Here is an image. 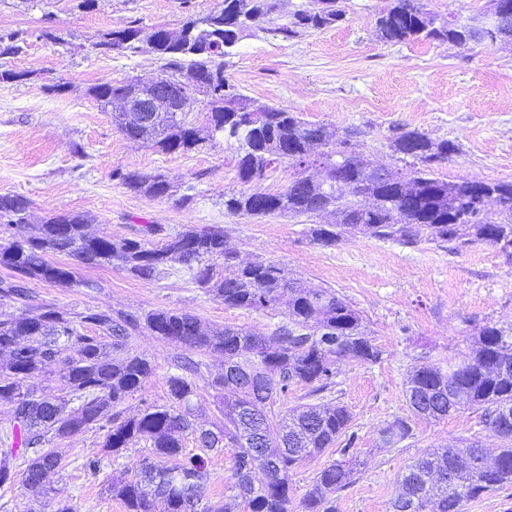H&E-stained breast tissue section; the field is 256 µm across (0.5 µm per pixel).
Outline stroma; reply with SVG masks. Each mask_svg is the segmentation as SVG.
<instances>
[{
    "label": "stroma",
    "instance_id": "stroma-1",
    "mask_svg": "<svg viewBox=\"0 0 512 512\" xmlns=\"http://www.w3.org/2000/svg\"><path fill=\"white\" fill-rule=\"evenodd\" d=\"M220 0H0V32L27 31L21 53L0 59L21 80L0 82V195L19 194L33 203L32 222L52 213L92 215L93 231L115 238L139 237L143 225L223 228L228 247L241 259L263 258L285 267L309 286L335 289L360 310L371 342L382 352L371 364L338 365L333 401L347 407L353 448L360 467L340 493L336 512H390L399 481L427 449L455 446L481 434L489 450L500 442L481 431L478 415L460 410L440 420L414 415L404 396L408 371L417 361L463 360L480 326H512V262L494 247L475 243L460 250L447 244L407 247L356 236L331 247L309 241L301 220L283 215L231 217L224 195L245 187L238 174L236 147L165 153L126 139L101 112L92 87L132 76L158 74L151 53L101 54L93 44L102 33L131 25L179 28L187 14L204 16ZM391 0H343L345 17L327 29L283 40L251 30L224 59L227 77L251 100L296 113L306 121L364 134L354 150L388 167L400 160L388 144L393 125L404 124L434 141H448L457 153L437 169L448 181L512 180V43L475 44L462 49L437 40L385 43L377 19ZM437 23L455 17L481 26L489 0H428ZM52 29L57 42L42 38ZM62 91H53L55 83ZM116 168L164 174L176 196L154 198L113 180ZM191 190L182 204L178 193ZM94 289L61 288L35 281L37 299L80 312L85 309H179L209 327L242 326L265 333L285 322L287 311L225 307L184 274L144 281L108 267L83 270ZM155 371L125 407L134 413L143 401L166 403L173 345L144 331L131 340ZM408 421L410 439L389 446L380 431L395 419ZM338 448L303 461L291 476L292 512L317 474L339 460ZM76 512H125L107 495L102 477L67 468L58 484Z\"/></svg>",
    "mask_w": 512,
    "mask_h": 512
}]
</instances>
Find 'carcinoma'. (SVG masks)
I'll return each mask as SVG.
<instances>
[{
    "mask_svg": "<svg viewBox=\"0 0 512 512\" xmlns=\"http://www.w3.org/2000/svg\"><path fill=\"white\" fill-rule=\"evenodd\" d=\"M278 10L277 0H224V7L206 16H188L181 29L130 26L104 33L94 50L138 52L142 46L162 62L155 81L178 89L188 77L201 82L189 95V112H165L145 124L138 112H113L116 95L137 93L133 80L94 87L101 111L126 138L143 140L166 153L214 147L234 142L240 151L239 176L259 182L277 163L297 170L279 192L239 191L224 194V213L261 217L286 214L310 221L333 209L334 224H312L311 240L323 247L363 235L413 247L420 243H455L464 248L482 242L512 261V181L449 182L436 176L435 166L448 160L455 146L434 142L417 129L391 130L392 151L409 160L410 169L375 168L348 152L358 128L343 130L334 148L311 154L316 143L329 144L331 135L320 124L271 105H255L224 75V58L243 31L268 30L290 39L299 32L329 27L345 16L340 0H312L290 19L269 29L263 23ZM379 38L386 43L410 39L447 41L458 47L491 42L484 29L457 19L440 27L426 0H392L377 20ZM25 33H0V57L19 53ZM205 101V125L191 112ZM320 166L326 176L306 175ZM112 178L133 192L171 197L173 185L161 174L116 169ZM30 200L0 195V266L10 275L0 279V302L17 306V313L0 319V401L11 405V417L0 436V494L15 486L17 468L26 490L57 492L47 486L50 475L70 464L61 442L73 434L106 431L103 456H89L78 468L96 475L103 461L117 466L130 445L144 442L150 454L173 457L179 463L159 469L142 463L133 480H116L107 491L119 497L126 512H290L291 472L304 460L347 437L339 452L349 456L354 436L347 435L351 415L343 405L305 403L288 409L273 423L267 405L288 396L293 386L308 389L306 398L321 399L336 387V364L342 359L377 363L382 351L367 337L363 315L326 287H304L288 278L279 264L255 259L237 262L224 245V230L193 226L168 230L143 225L138 238L114 239L92 234L90 216L52 214L40 224L27 223ZM498 215L494 220L490 214ZM13 228L24 229L16 237ZM162 243H153L154 238ZM65 255L73 264L50 261ZM181 264L204 293L229 308L266 311L288 306V321L267 336L244 327L226 325L208 333L199 319L174 309L144 312L93 310L68 312L54 303L37 301L33 280L63 288H95L77 276V268L115 266L135 278L153 280ZM147 330L170 342L177 352L167 376L168 403H144L132 415L123 405L144 388L153 374L151 362L130 351V339ZM224 355V372L208 375L202 355ZM57 378L59 394H45L46 383ZM208 387L219 399L218 421L206 427L196 422L204 411L199 390ZM405 398L415 415L443 419L467 407L480 414V423L501 442L492 466L477 438H465L454 448H433L418 457L401 479L393 512H465L470 501L512 486V328L485 325L474 337L472 352L461 363L417 364L405 382ZM412 436L404 419L382 430L390 445ZM208 451L234 449L232 492L227 501L205 500L207 460L187 451L186 442ZM264 480L255 485L253 473ZM353 459L322 469L302 501L303 512H336V493L354 482Z\"/></svg>",
    "mask_w": 512,
    "mask_h": 512,
    "instance_id": "cac0c4a2",
    "label": "carcinoma"
}]
</instances>
